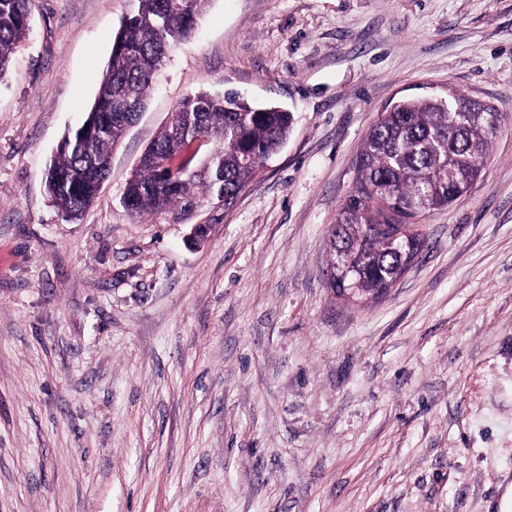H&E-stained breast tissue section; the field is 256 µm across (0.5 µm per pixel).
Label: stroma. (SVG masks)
Listing matches in <instances>:
<instances>
[{
	"label": "stroma",
	"instance_id": "obj_1",
	"mask_svg": "<svg viewBox=\"0 0 512 512\" xmlns=\"http://www.w3.org/2000/svg\"><path fill=\"white\" fill-rule=\"evenodd\" d=\"M133 0H32L0 81V512H505L512 491V0H211L75 224L45 194ZM501 123L384 297L330 286L380 112L448 88ZM294 115L238 200L121 202L176 105ZM210 227L193 241V225Z\"/></svg>",
	"mask_w": 512,
	"mask_h": 512
}]
</instances>
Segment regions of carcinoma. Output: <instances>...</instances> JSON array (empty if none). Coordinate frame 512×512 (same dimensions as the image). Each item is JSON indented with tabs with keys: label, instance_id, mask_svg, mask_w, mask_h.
I'll return each instance as SVG.
<instances>
[{
	"label": "carcinoma",
	"instance_id": "cac0c4a2",
	"mask_svg": "<svg viewBox=\"0 0 512 512\" xmlns=\"http://www.w3.org/2000/svg\"><path fill=\"white\" fill-rule=\"evenodd\" d=\"M113 39L95 99L82 123L94 134L71 132L47 170L46 191L63 220L75 222L91 206L109 175L105 161L146 105L155 69L195 30L209 0H136ZM30 0H0V80L29 31ZM291 112L259 106L236 92L200 91L176 107L171 121L146 147L123 196L136 216L175 207L183 211L224 192L232 204L260 172L261 163L285 144ZM498 112L457 92L444 97H406L382 112L365 137L357 175L332 228L336 274L331 288L349 285L379 295L393 287L413 262L420 240L386 244L393 230L425 212L448 207L485 170ZM196 136L212 145L198 163L185 153Z\"/></svg>",
	"mask_w": 512,
	"mask_h": 512
}]
</instances>
